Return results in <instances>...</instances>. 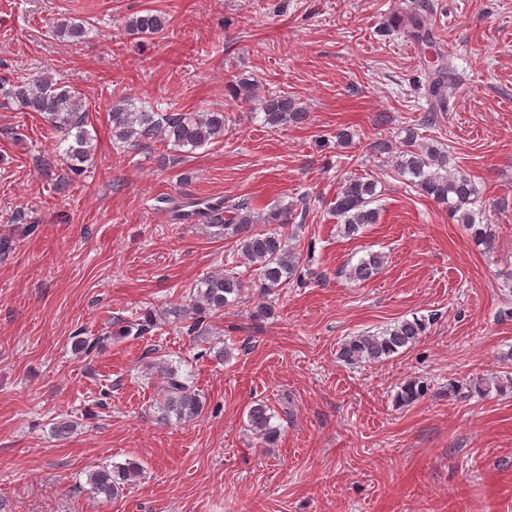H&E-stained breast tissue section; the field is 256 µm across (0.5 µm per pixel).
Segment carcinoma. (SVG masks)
Segmentation results:
<instances>
[{
    "mask_svg": "<svg viewBox=\"0 0 512 512\" xmlns=\"http://www.w3.org/2000/svg\"><path fill=\"white\" fill-rule=\"evenodd\" d=\"M165 15L153 9H144L130 17L125 28L132 36L148 38L167 29ZM91 27L80 18L64 17L53 22L51 34L60 41L71 44L85 42ZM431 74L429 94L436 104L443 106L447 96L455 90L454 69L440 62L428 68ZM0 94L25 112H38L61 139H73L66 150L68 169L73 176L84 173L83 164L93 150L92 136L86 129L87 117L82 99L71 87L62 85L47 73L32 78H20L10 83L0 79ZM264 121L272 128L289 122L299 123L306 116L305 110L287 95H271L264 101ZM112 136L133 147L150 149L154 146L173 150H195L219 141L229 117L221 108L203 112H152L135 105L132 99H122L109 112ZM395 168L399 175L412 177L411 184L422 195L448 207L451 217L471 231L477 244L489 250L494 238L490 225L476 222L479 194L471 179L460 171L448 170V152L418 140V134L408 131L395 151ZM377 184L371 180L350 179L337 194L334 212L340 221V232L354 236L367 224H375L378 210L372 207L377 198ZM195 214L206 224L224 230V235L236 238V248L252 272L257 275L263 301L255 307L254 316L270 319L275 316V300L271 296L288 287L299 268L300 255L285 244L281 232L258 231L256 224H290L292 211L270 212L262 218L253 212L249 203L241 201L229 207L224 200L203 201ZM384 265V256L370 253L350 267L348 277L365 282ZM243 282L233 271H214L206 274L189 295V304L174 306L169 314L177 319L192 314V322L183 324L188 336H203L204 321L212 314L224 310L241 298ZM426 330L422 319L402 320L376 334L352 336L342 343L338 356L348 364L360 362L379 363L390 359L402 350L419 342ZM157 373L162 384L163 397L157 406L161 419L172 417L190 421L205 410L206 400L195 392L188 378L181 376L178 368L163 361L157 363ZM485 382L474 383L478 393L486 394L490 388L498 393L512 391V376L506 374ZM427 393L421 382L409 381L397 392L396 399L403 406L411 405ZM248 424L262 442L273 444L279 437V428L271 424L270 407L263 400L250 406ZM141 472L136 461L123 464L101 465L87 474V484L96 495L114 498L128 489L132 479Z\"/></svg>",
    "mask_w": 512,
    "mask_h": 512,
    "instance_id": "1",
    "label": "carcinoma"
}]
</instances>
